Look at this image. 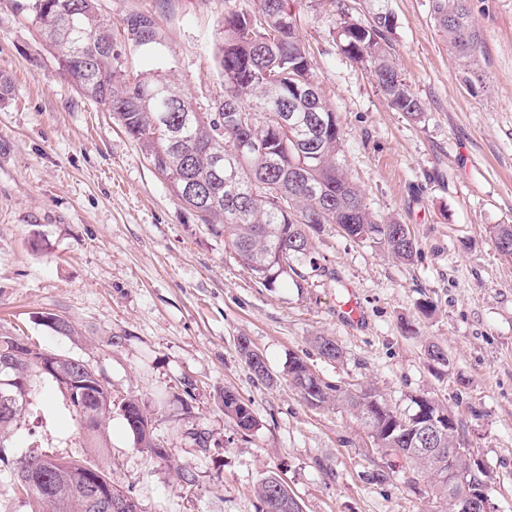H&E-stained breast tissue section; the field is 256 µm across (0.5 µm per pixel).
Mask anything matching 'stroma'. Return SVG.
<instances>
[{
	"instance_id": "stroma-1",
	"label": "stroma",
	"mask_w": 512,
	"mask_h": 512,
	"mask_svg": "<svg viewBox=\"0 0 512 512\" xmlns=\"http://www.w3.org/2000/svg\"><path fill=\"white\" fill-rule=\"evenodd\" d=\"M124 72L173 69L201 107L224 94L214 57L224 0H98ZM483 76L466 90L430 18L429 0H293L321 91L343 131L345 165L370 210L409 225L404 264L327 224L309 285L267 288L222 237L170 191L101 105L83 97L29 12L0 0V334L88 361L116 406L138 397L168 452L138 448L120 411L106 451L87 446L58 388L33 381L35 409L0 454L32 446L102 468L140 512H261L267 471L304 512H435L426 479L374 447L347 408H315L288 383L295 357L332 384H371L393 408L415 395L447 405L483 464L498 512H512V260L489 229L512 224V0H469ZM387 11L394 61L421 100V122L393 111L370 71L336 45L341 12ZM152 15L157 42L135 47L128 17ZM354 289L364 323L336 304ZM53 314L77 336L42 324ZM417 332L410 335L406 324ZM267 361L257 380L239 337ZM333 338L339 359L314 339ZM448 353L433 364L429 344ZM250 400L259 426L237 430L220 394Z\"/></svg>"
}]
</instances>
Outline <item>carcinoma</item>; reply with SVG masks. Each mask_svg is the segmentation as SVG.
<instances>
[{"label": "carcinoma", "instance_id": "1", "mask_svg": "<svg viewBox=\"0 0 512 512\" xmlns=\"http://www.w3.org/2000/svg\"><path fill=\"white\" fill-rule=\"evenodd\" d=\"M468 0H429L431 18L443 34L468 88L480 80L479 33L470 18ZM26 9L59 53V63L82 95L111 112L146 159L165 179L174 196L196 213L215 235L224 237L237 258L261 283L271 286L285 275L304 287L300 261L311 254L307 230L335 224L353 240H371L392 258L411 263L419 253L409 225L373 214L340 157L342 132L336 113L322 94L309 54L293 18L290 0H255V8L224 10L217 44V63L224 78V97L202 112L171 75L157 71L128 77L114 65L112 26L98 12L96 0H30ZM394 17L376 12L367 23L345 19L336 39L351 60L367 67L379 90L396 112L413 121L423 106L392 61L388 33ZM128 40L143 47L156 43L153 18L136 15L126 22ZM496 249L512 258V224L490 228ZM241 337L238 351L254 377L269 372L254 361ZM315 347L329 360L340 357L336 341L316 338ZM14 375L32 384V376L52 383L35 356L19 357ZM288 381L311 406L340 402L369 430L376 448L402 456L426 473L444 510L453 512L448 481L439 466H448V452L462 442L459 418L448 420V407L425 396L410 398L406 411L391 408L374 390L342 389L312 371L296 357ZM98 423L90 428L96 448L108 447L104 424L112 416V393L97 391ZM224 414L242 432L259 426L252 403L226 387ZM32 402L0 416V443L11 434ZM123 416L140 448L159 458L167 450L154 437L152 419L139 399H126ZM45 451L27 453L13 462L14 490L26 497L32 512H89L78 488L92 464ZM257 494L263 512H286L282 505L300 504L274 473L260 479Z\"/></svg>", "mask_w": 512, "mask_h": 512}]
</instances>
